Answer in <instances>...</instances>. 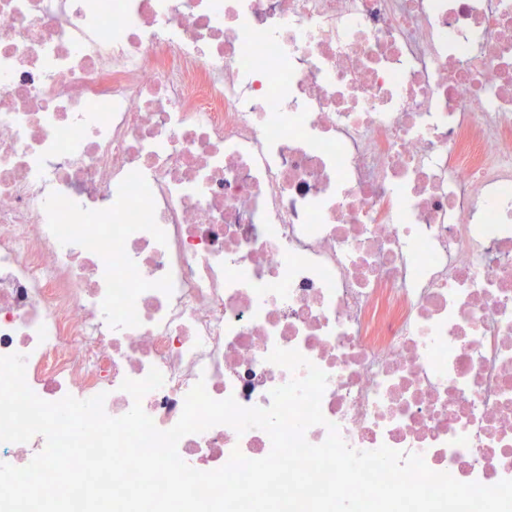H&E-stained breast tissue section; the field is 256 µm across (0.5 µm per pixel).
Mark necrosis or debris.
<instances>
[{
  "mask_svg": "<svg viewBox=\"0 0 512 512\" xmlns=\"http://www.w3.org/2000/svg\"><path fill=\"white\" fill-rule=\"evenodd\" d=\"M277 347L311 444L512 480V0H0V355L112 417L158 369L166 430L268 407Z\"/></svg>",
  "mask_w": 512,
  "mask_h": 512,
  "instance_id": "obj_1",
  "label": "necrosis or debris"
}]
</instances>
